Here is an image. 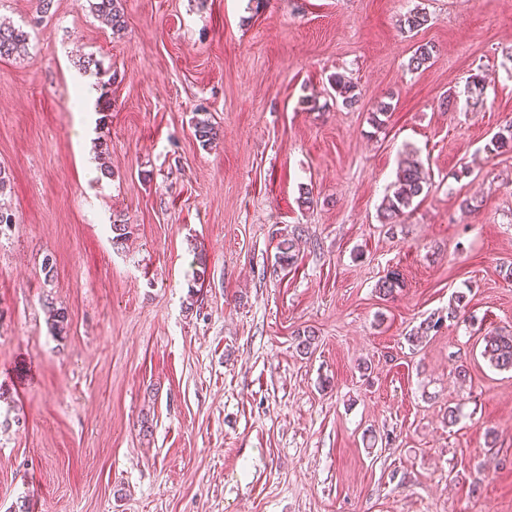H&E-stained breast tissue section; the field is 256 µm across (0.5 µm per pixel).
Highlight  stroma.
<instances>
[{"label": "stroma", "instance_id": "stroma-1", "mask_svg": "<svg viewBox=\"0 0 512 512\" xmlns=\"http://www.w3.org/2000/svg\"><path fill=\"white\" fill-rule=\"evenodd\" d=\"M122 8L116 35L88 0L43 17L0 0L32 40L0 59V512H512V371L480 355L512 332V152L488 149L512 120V0ZM415 11L427 23L402 28ZM423 43L434 59L409 69ZM338 72L357 105L328 93ZM411 150L433 187L381 224ZM116 219L134 228L119 249ZM286 228L303 236L283 270ZM458 293L466 316L447 320ZM433 315L442 330L409 345ZM302 230L294 228L290 233L280 235L275 253V262L282 268L293 266L297 262L296 245Z\"/></svg>", "mask_w": 512, "mask_h": 512}]
</instances>
